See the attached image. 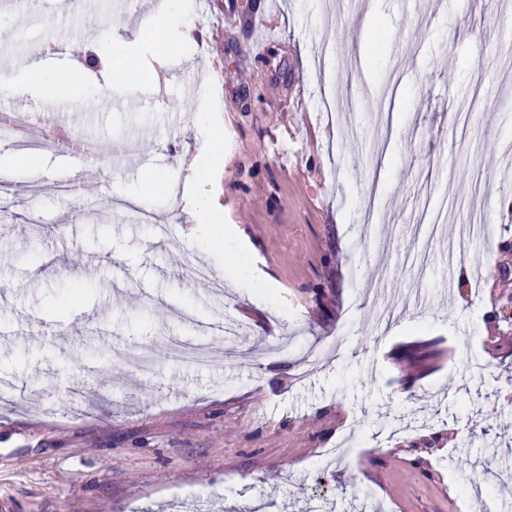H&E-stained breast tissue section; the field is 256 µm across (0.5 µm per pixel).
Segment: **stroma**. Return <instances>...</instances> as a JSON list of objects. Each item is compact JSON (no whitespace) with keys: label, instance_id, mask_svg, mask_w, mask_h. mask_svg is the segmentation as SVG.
Here are the masks:
<instances>
[{"label":"stroma","instance_id":"35a3bbf8","mask_svg":"<svg viewBox=\"0 0 512 512\" xmlns=\"http://www.w3.org/2000/svg\"><path fill=\"white\" fill-rule=\"evenodd\" d=\"M152 2L21 0V26L0 12V75L58 74L35 103L65 133H0V500L512 512L492 475L512 467V321L495 317L512 298V0ZM61 40L95 65L52 58ZM203 127L223 153L205 157ZM87 139L109 147L86 164L94 195L72 176ZM202 161L216 174L185 182ZM184 193L217 199L207 233ZM473 220L449 270L447 238ZM199 262L221 293L181 278ZM216 318L242 329L212 339L207 367L169 359Z\"/></svg>","mask_w":512,"mask_h":512}]
</instances>
